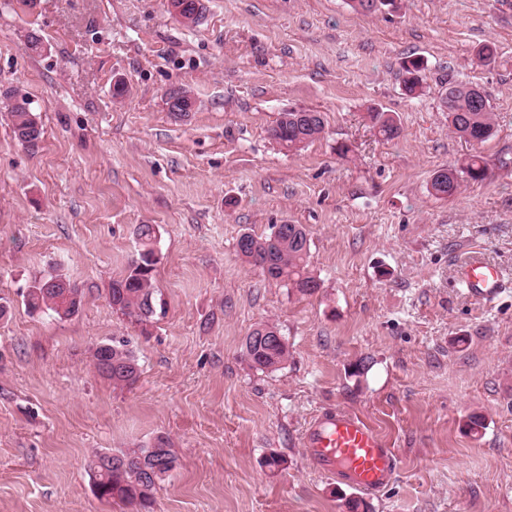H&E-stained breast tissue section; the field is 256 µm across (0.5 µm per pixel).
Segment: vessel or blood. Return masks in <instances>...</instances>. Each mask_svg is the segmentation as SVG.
I'll return each mask as SVG.
<instances>
[{"label":"vessel or blood","mask_w":512,"mask_h":512,"mask_svg":"<svg viewBox=\"0 0 512 512\" xmlns=\"http://www.w3.org/2000/svg\"><path fill=\"white\" fill-rule=\"evenodd\" d=\"M461 276L478 302L492 301L505 287L498 271L478 258L467 263ZM304 445L319 471L356 491L385 488L396 471L395 452L384 437L362 418L343 409L319 414L305 432Z\"/></svg>","instance_id":"b4317fda"}]
</instances>
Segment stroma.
<instances>
[{
    "label": "stroma",
    "instance_id": "stroma-1",
    "mask_svg": "<svg viewBox=\"0 0 512 512\" xmlns=\"http://www.w3.org/2000/svg\"><path fill=\"white\" fill-rule=\"evenodd\" d=\"M202 3L189 27L168 0H0V512H135L97 496L88 458L161 436L179 464L152 512H347L352 491L303 446L336 408L397 456L393 482L363 495L373 512H512V286L484 304L461 282L477 250L512 283V0H399L373 15L346 0ZM32 32L47 52H27ZM487 42L489 67L476 59ZM412 54L427 62L415 98L400 75ZM452 81L486 92V142L449 130ZM174 86L193 111L168 110ZM11 89L42 124L36 150L11 133ZM374 109L399 120L398 138L377 135ZM288 110L321 112L324 137L282 150L269 130ZM472 154L484 180L428 193ZM141 224L157 230L163 300L144 324L107 296ZM276 224L308 230L315 293L239 256L242 233ZM43 273L82 288L78 315L27 313L22 293ZM265 321L290 351L273 373L242 352ZM112 340L139 361L133 387L94 368ZM272 453L286 460L274 472Z\"/></svg>",
    "mask_w": 512,
    "mask_h": 512
}]
</instances>
